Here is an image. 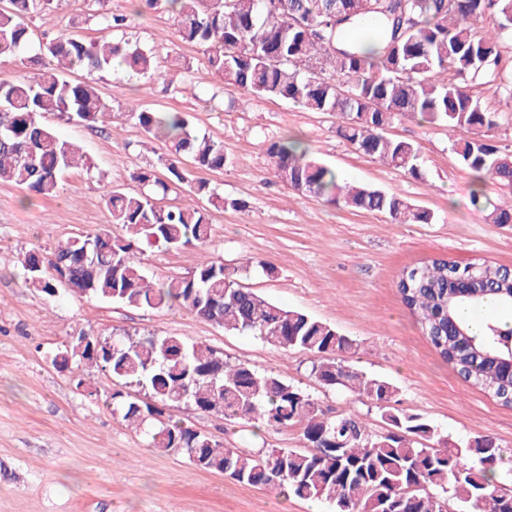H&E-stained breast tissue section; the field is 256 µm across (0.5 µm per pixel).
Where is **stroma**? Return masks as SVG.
Masks as SVG:
<instances>
[{
	"label": "stroma",
	"mask_w": 512,
	"mask_h": 512,
	"mask_svg": "<svg viewBox=\"0 0 512 512\" xmlns=\"http://www.w3.org/2000/svg\"><path fill=\"white\" fill-rule=\"evenodd\" d=\"M103 13L127 15L125 38L153 47L162 71L151 80L96 74L93 81L113 111L138 103L187 115L194 131L224 144V169L204 172V179L226 199L246 205L242 211L209 209L206 249L144 246L139 261L151 281L187 275L204 255L226 263L254 258L247 286L353 339L352 361L395 385L399 408L459 439L494 437L512 456V407L465 382L443 361L396 288L405 268L439 257L512 267V224L486 223L471 200L477 192L483 204L499 205L512 197V188L490 176L475 178L465 166L453 145L466 131L396 119L389 135L420 148L423 175L416 179L340 138L334 114L224 84L209 68L205 47L172 38L174 16L165 7L142 8L138 0H59L48 15L27 24L38 40L75 31L99 40L112 35L99 20ZM500 52V79L475 93L485 109L501 113L493 139L512 152V114L505 106L512 88V37L502 40ZM44 122L77 142L95 166L64 173L53 198L0 182V512H331L325 501L242 485L195 468L184 455L157 452L146 429L128 426L106 403L104 395L118 389L117 381L85 363L74 371L51 365V355L82 333L178 336L306 389L327 416L355 412L372 431L384 427L376 408L321 388L309 374L308 352H283L257 337L224 332L177 304L137 309L29 288L24 255L108 228L106 199L113 185L139 191L132 173H163L166 153L163 140L147 138L127 121L89 127L48 115ZM287 135L300 139L309 156L334 169L340 181L381 188L431 211L434 222L394 224L383 214L352 211L287 187L275 178L267 153L271 142ZM265 263L276 268L275 276L263 273ZM77 373L95 379L98 395L76 390ZM167 412L244 452L304 444L298 426L255 431L182 404Z\"/></svg>",
	"instance_id": "obj_1"
}]
</instances>
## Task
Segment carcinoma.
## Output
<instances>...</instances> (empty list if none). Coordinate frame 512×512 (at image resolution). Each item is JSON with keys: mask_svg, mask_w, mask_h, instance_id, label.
<instances>
[{"mask_svg": "<svg viewBox=\"0 0 512 512\" xmlns=\"http://www.w3.org/2000/svg\"><path fill=\"white\" fill-rule=\"evenodd\" d=\"M163 1L175 14L174 38L207 46L208 64L224 82L258 97L335 114L340 137L413 178L422 177L419 147L389 136L393 121L410 117L462 128L471 134L455 144L462 162L479 179L491 175L512 184V153L490 139L497 116L473 94L499 65L500 41L512 32V0H387L386 10L368 14L360 12L358 0H140L150 9ZM54 2L11 0V9L0 10V59L30 46L39 63L32 72L0 78V181L45 197L56 195L62 173L93 165L76 142L59 137L41 118L55 114L86 125L112 120V106L92 82L73 80L67 71L78 67L92 76L117 63L131 76L158 74L154 51L125 39L34 41L24 18L51 11ZM338 14L368 30L375 54L367 53L361 41L336 53L332 43L345 34V26H336ZM487 16L498 20L494 34L475 28ZM123 117L144 135L169 142L165 178L141 168L133 180L165 195L185 185L215 208H246L193 178L196 169H223L227 157L223 143L188 130L185 114L140 105ZM267 153L275 177L297 191L350 210L385 214L398 224L434 219L429 210L380 188L339 183L336 172L307 158L296 139L274 141ZM106 206L111 224L125 234L103 229L26 255L22 265L31 287L55 295L59 282L52 271L63 268L72 287L92 297L150 309L178 303L226 332L258 336L285 352L306 351L319 386L370 404L385 424L376 433L357 414L328 417L301 387L247 363H230L210 346L177 336L114 337L110 350L55 353V366L68 365V353L153 399H132L120 390L111 395L125 421L150 427L154 448L182 454L193 466L243 485L324 500L333 512H512V489L492 480L502 459L499 444L487 436L454 440L421 415L394 407L397 387L350 361V337L244 284L251 259L227 264L204 258L186 276L149 281L136 260L139 245L207 244L206 208L161 206L151 195L122 185L112 186ZM485 221L512 224V203L493 206ZM464 277L473 284L465 293L455 288ZM510 279L512 272L504 266H462L434 258L405 269L397 283L401 302L439 356L464 381L508 407L512 373L505 360L512 334L496 321L485 322L483 332L475 334L460 311L478 310L489 300L511 308L512 300L501 293ZM182 403L254 428L299 425L305 445L258 454L226 448L184 420L165 415L167 406ZM322 435L343 442L344 454L315 448Z\"/></svg>", "mask_w": 512, "mask_h": 512, "instance_id": "carcinoma-1", "label": "carcinoma"}]
</instances>
